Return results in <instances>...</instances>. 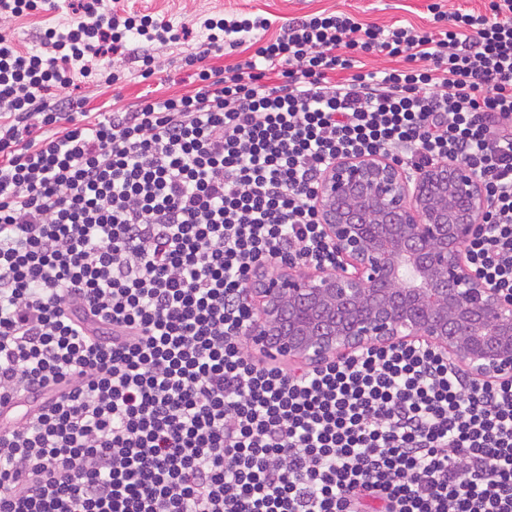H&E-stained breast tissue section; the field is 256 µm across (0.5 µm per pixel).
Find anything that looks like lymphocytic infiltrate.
Instances as JSON below:
<instances>
[{
  "label": "lymphocytic infiltrate",
  "mask_w": 512,
  "mask_h": 512,
  "mask_svg": "<svg viewBox=\"0 0 512 512\" xmlns=\"http://www.w3.org/2000/svg\"><path fill=\"white\" fill-rule=\"evenodd\" d=\"M59 9L39 49L0 34V512H512V380L422 344L273 364L245 295L271 260L335 265L314 192L380 152L479 173L464 260L512 298V0L428 32L312 13L224 69L271 22L209 17L197 91L124 112L66 92L152 76L183 33L112 0L0 23ZM249 45L247 42L243 47H241L238 52L233 54H226L223 52H212L205 60V63L209 66H215L219 68H223L225 66H233L237 63L243 62L245 59H248L254 52V47L250 49L244 50ZM244 50V51H243Z\"/></svg>",
  "instance_id": "f902f5d3"
}]
</instances>
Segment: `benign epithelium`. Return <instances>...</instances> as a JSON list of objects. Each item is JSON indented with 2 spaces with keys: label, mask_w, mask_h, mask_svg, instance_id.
Instances as JSON below:
<instances>
[{
  "label": "benign epithelium",
  "mask_w": 512,
  "mask_h": 512,
  "mask_svg": "<svg viewBox=\"0 0 512 512\" xmlns=\"http://www.w3.org/2000/svg\"><path fill=\"white\" fill-rule=\"evenodd\" d=\"M316 209L337 265L259 272L246 293L251 347L307 365L419 341L479 379L512 378V299L462 253L487 209L475 169L439 160L412 175L383 153L338 158Z\"/></svg>",
  "instance_id": "obj_1"
}]
</instances>
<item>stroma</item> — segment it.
<instances>
[{"mask_svg":"<svg viewBox=\"0 0 512 512\" xmlns=\"http://www.w3.org/2000/svg\"><path fill=\"white\" fill-rule=\"evenodd\" d=\"M435 3L446 11L462 8L484 12L489 6V0H119V7L164 17L174 28H188L190 36L187 41L156 48V73L151 79H142L136 65L130 63L119 87L83 84L76 94L86 98L97 111L108 112L115 108L134 109L148 93L166 97L191 90L181 59L205 43L203 20L224 11L269 17L272 25L268 34L273 37L291 18L320 11L347 12L368 24H410L427 30L433 25L430 7Z\"/></svg>","mask_w":512,"mask_h":512,"instance_id":"1","label":"stroma"}]
</instances>
